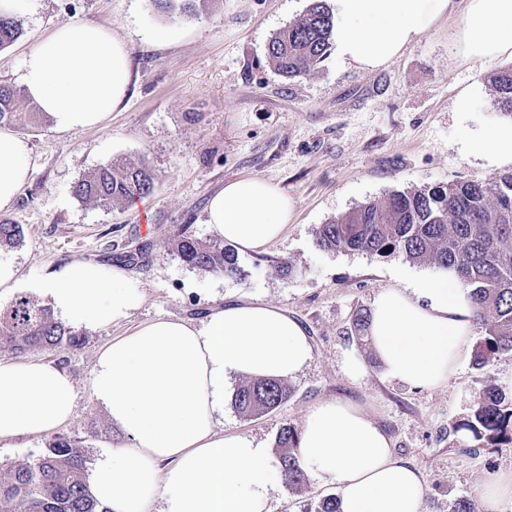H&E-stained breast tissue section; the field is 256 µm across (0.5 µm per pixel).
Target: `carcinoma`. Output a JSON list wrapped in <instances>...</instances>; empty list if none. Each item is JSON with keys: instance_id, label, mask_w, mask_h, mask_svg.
Here are the masks:
<instances>
[{"instance_id": "obj_1", "label": "carcinoma", "mask_w": 512, "mask_h": 512, "mask_svg": "<svg viewBox=\"0 0 512 512\" xmlns=\"http://www.w3.org/2000/svg\"><path fill=\"white\" fill-rule=\"evenodd\" d=\"M165 12L196 11L198 0H154ZM334 17L326 0H310L306 13L277 33L267 54L286 77L305 73L323 59L331 45ZM20 36L17 22L0 15V49ZM496 108L512 117V66L492 78ZM20 92L0 84V125L23 121ZM153 174L139 161L99 164L74 186L79 198L110 206L149 195ZM22 228L0 219V246L22 238ZM316 246L325 251H358L379 257L400 254L412 262L433 261L455 275L469 290L474 316L481 325L475 360L484 365L512 352V172L488 181H465L414 190L395 191L384 202L372 201L322 224ZM175 252L187 266L204 273L240 274L238 256L222 241L200 238L185 227ZM82 344L80 334L64 325L53 310L27 296H16L0 309V350L23 353L60 351ZM288 388L275 379L256 378L234 394L236 409L254 416L278 408ZM460 429L472 447L512 443V404L487 394L471 420ZM299 434L285 425L277 435L279 461L293 486L306 481L294 452ZM87 450L81 441L57 435L37 458L0 465V512H109L86 483Z\"/></svg>"}]
</instances>
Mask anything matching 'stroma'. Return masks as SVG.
<instances>
[{
    "mask_svg": "<svg viewBox=\"0 0 512 512\" xmlns=\"http://www.w3.org/2000/svg\"><path fill=\"white\" fill-rule=\"evenodd\" d=\"M309 0H207L198 14L174 17L153 0H23L19 38L0 51V83L20 88L24 53L73 18L107 25L125 41L133 65L129 98L97 129L60 132L47 118L14 126L33 159L30 181L0 216L23 229L21 241L0 249L18 284L0 290V307L56 266L73 261L123 264L144 296L121 322L91 327L83 343L61 351L0 352V362L51 361L76 388L72 418L59 434L80 438L89 461L100 448L122 444L90 392L98 352L113 340L159 319L200 323L216 305L260 300L288 310L307 332L312 359L285 384L288 400L270 413L245 417L224 397L225 435H247L275 448L283 425L301 427L315 403L340 399L362 408L388 435L395 455L421 473L423 512H449L477 500L481 486L512 469V444L463 447L458 427L486 392L512 401V354L485 366L467 359L438 388L416 389L388 377L369 340L353 325L371 311L379 291L409 288L422 277L447 279L429 261L399 255L323 251L320 225L393 191L486 180L482 159L464 155L467 132L508 127L494 105L491 78L512 58L457 64L449 24L410 45L388 67L363 72L336 52L302 76L281 75L267 55L272 37L301 17ZM471 109H457L459 94ZM143 158L155 174L152 193L104 209L77 198L75 183L101 162ZM260 176L297 202V218L277 242L239 254L236 277L204 274L184 265L173 246L182 226L216 238L206 222L209 197L231 180ZM366 365L359 379L345 372L348 355ZM336 484L309 476L301 487L279 481L271 512H317Z\"/></svg>",
    "mask_w": 512,
    "mask_h": 512,
    "instance_id": "1",
    "label": "stroma"
}]
</instances>
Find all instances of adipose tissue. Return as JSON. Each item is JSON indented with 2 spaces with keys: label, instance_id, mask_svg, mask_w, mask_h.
<instances>
[{
  "label": "adipose tissue",
  "instance_id": "ef3b65f1",
  "mask_svg": "<svg viewBox=\"0 0 512 512\" xmlns=\"http://www.w3.org/2000/svg\"><path fill=\"white\" fill-rule=\"evenodd\" d=\"M338 55L358 69L388 66L410 44L451 22L459 62L512 55V0H333ZM26 95L59 131L102 126L126 101V44L101 24L74 19L23 57ZM468 154L512 164V127L468 136ZM24 140L0 129V210L29 181ZM294 199L258 176L228 182L208 201L207 222L246 252L277 242L296 218ZM75 329L127 319L143 296L121 268L72 261L35 283ZM473 308L455 279L387 288L374 300L368 335L385 372L434 389L464 364ZM312 358L300 323L261 301L209 310L200 324L157 320L102 349L90 381L94 400L127 442L102 449L94 496L111 512H269L277 474L271 452L245 435L227 437L224 389L236 376L285 379ZM71 376L51 362L0 363V442L48 433L74 412ZM296 455L335 481L340 512H422L426 487L397 458L385 432L358 406L321 401L306 413Z\"/></svg>",
  "mask_w": 512,
  "mask_h": 512
}]
</instances>
